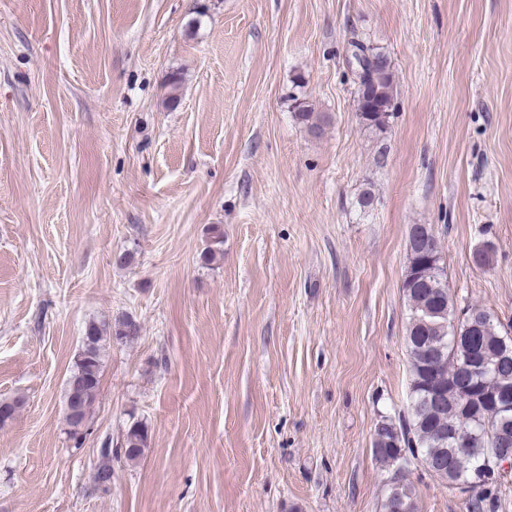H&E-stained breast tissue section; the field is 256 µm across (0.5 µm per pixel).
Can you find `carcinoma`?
<instances>
[{"instance_id": "cac0c4a2", "label": "carcinoma", "mask_w": 512, "mask_h": 512, "mask_svg": "<svg viewBox=\"0 0 512 512\" xmlns=\"http://www.w3.org/2000/svg\"><path fill=\"white\" fill-rule=\"evenodd\" d=\"M350 46L360 54L356 76L360 122L368 128L382 130L394 110V77L389 58L373 52L358 41ZM295 117L307 131L319 137L327 117L300 102L293 106ZM411 229L422 232V240L406 249L407 265L402 284L408 302L405 343L410 363L409 403L406 409L382 417L384 438L372 442V453L384 467L399 455L432 463L436 476L452 494L463 497L467 512H499L501 481L489 479L471 486L479 467L494 469L500 448L497 426L501 418L496 407L459 386L461 366L473 357L481 359L487 369L484 376L472 380V386L486 391L495 385L512 387V361L502 358V339L512 332V324L502 323L493 313L479 305L457 307L442 281L437 279L436 262L441 252L432 227L414 224ZM224 231L218 225L209 229V244L203 259L224 255ZM140 326L128 315L114 321L107 330L96 323L85 327L83 344L74 359V368L65 387V404H75L80 419L65 415L71 437L80 440L88 415L100 386L102 352L106 343L132 340L139 336ZM459 432L467 440L466 449L447 453L449 443H441L437 432ZM149 428L132 419L117 441L106 437L101 441L96 483L107 487L112 483V447L121 449L125 462L137 464L149 447ZM405 468L388 480L382 512H395L402 499L410 512H415L416 489L407 480Z\"/></svg>"}]
</instances>
